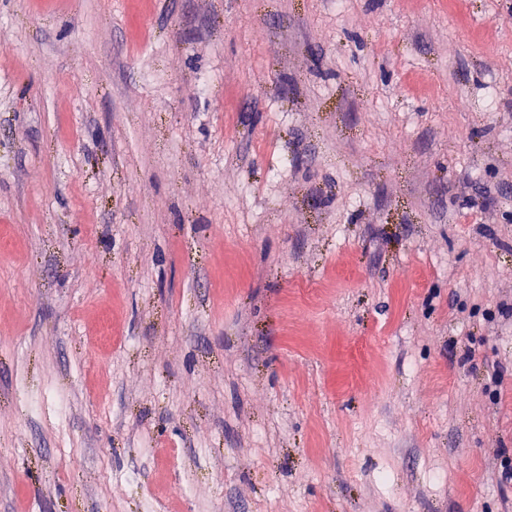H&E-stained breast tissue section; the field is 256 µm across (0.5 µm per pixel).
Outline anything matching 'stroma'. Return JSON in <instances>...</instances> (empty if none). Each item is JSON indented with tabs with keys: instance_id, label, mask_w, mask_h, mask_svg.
<instances>
[{
	"instance_id": "1",
	"label": "stroma",
	"mask_w": 512,
	"mask_h": 512,
	"mask_svg": "<svg viewBox=\"0 0 512 512\" xmlns=\"http://www.w3.org/2000/svg\"><path fill=\"white\" fill-rule=\"evenodd\" d=\"M506 452L512 0H0V512H512Z\"/></svg>"
}]
</instances>
